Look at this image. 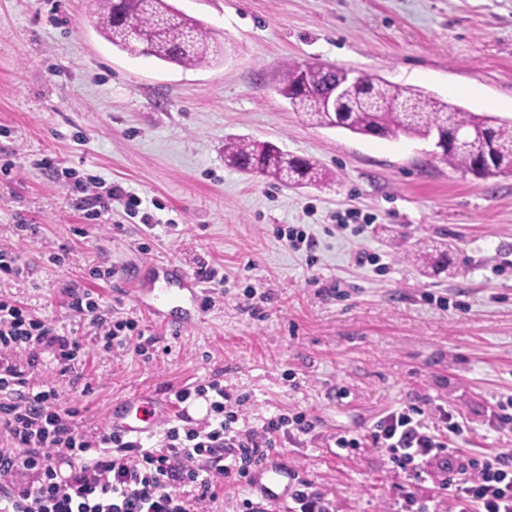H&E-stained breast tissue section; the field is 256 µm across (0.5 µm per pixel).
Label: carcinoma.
I'll list each match as a JSON object with an SVG mask.
<instances>
[{
    "label": "carcinoma",
    "mask_w": 512,
    "mask_h": 512,
    "mask_svg": "<svg viewBox=\"0 0 512 512\" xmlns=\"http://www.w3.org/2000/svg\"><path fill=\"white\" fill-rule=\"evenodd\" d=\"M95 27L112 46L134 56L154 57L184 68L207 67L223 56L211 28L168 0H99ZM350 76L316 61L293 63L277 91L313 126L338 127L359 135L428 140L470 137L464 148L443 147L440 162L487 179L512 174V120L467 112L425 90L391 84L368 73L357 75L352 98L336 112L325 109L328 88ZM224 162L246 174L284 185L329 187L335 178L316 162L283 152L271 142L245 138L224 143Z\"/></svg>",
    "instance_id": "carcinoma-1"
}]
</instances>
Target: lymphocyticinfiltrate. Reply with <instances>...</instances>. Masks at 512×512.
Returning <instances> with one entry per match:
<instances>
[{"label": "lymphocytic infiltrate", "instance_id": "lymphocytic-infiltrate-1", "mask_svg": "<svg viewBox=\"0 0 512 512\" xmlns=\"http://www.w3.org/2000/svg\"><path fill=\"white\" fill-rule=\"evenodd\" d=\"M62 299L90 317L103 348L130 343L138 355L152 354L156 337L145 336L134 319H113L88 289H64ZM46 354L64 377L81 365L86 344L1 297L0 512H211L225 480L244 481L278 445L299 444L316 428L314 417L297 410L258 427L240 425L243 397H232L214 379L176 392L182 403L208 402L204 422L177 415L154 443L122 438L105 426L87 431L76 422L78 409L62 406L57 387L34 388L26 368ZM20 355L26 365L17 364ZM426 415L414 405L387 412L372 426L374 444L411 484L426 481L425 463L437 462L446 474L449 512H512V454L456 459L449 447L464 423L442 406L430 414L434 424Z\"/></svg>", "mask_w": 512, "mask_h": 512}]
</instances>
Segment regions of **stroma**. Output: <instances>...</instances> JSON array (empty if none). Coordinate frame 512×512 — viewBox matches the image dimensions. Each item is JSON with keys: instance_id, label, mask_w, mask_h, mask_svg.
Masks as SVG:
<instances>
[{"instance_id": "obj_1", "label": "stroma", "mask_w": 512, "mask_h": 512, "mask_svg": "<svg viewBox=\"0 0 512 512\" xmlns=\"http://www.w3.org/2000/svg\"><path fill=\"white\" fill-rule=\"evenodd\" d=\"M171 2L216 32L219 63L184 68L112 47L93 25L98 0H0V167L13 168L0 175V244L27 269L0 279V297L89 337V321L61 304L76 285L158 339L149 359L91 347L77 377L40 362L35 382L56 385L86 430L134 391L208 378L246 396L252 426L307 410L314 433L285 452L335 512H396L403 480L383 449L330 450L389 410L447 405L467 423L464 452L512 449V429L489 423L512 397V176L453 171L428 141L308 125L275 90L289 62L316 59L510 120L512 0ZM232 136L273 142L337 181L289 188L237 171L224 163ZM90 175L139 195L138 214L116 204L87 223L83 193L66 182ZM350 213L370 225L338 228ZM279 226L314 234L315 262ZM426 239L448 243L447 270L408 262ZM360 250L378 264L357 265ZM172 264L224 279L201 321L179 331L131 294Z\"/></svg>"}]
</instances>
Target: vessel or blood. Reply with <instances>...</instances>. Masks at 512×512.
Instances as JSON below:
<instances>
[{
	"instance_id": "obj_1",
	"label": "vessel or blood",
	"mask_w": 512,
	"mask_h": 512,
	"mask_svg": "<svg viewBox=\"0 0 512 512\" xmlns=\"http://www.w3.org/2000/svg\"><path fill=\"white\" fill-rule=\"evenodd\" d=\"M177 287L160 285L152 289V301L146 309L153 319L176 329L201 318L208 306L206 289L186 271H178ZM179 410L173 396L138 391L110 403L105 413L112 433L127 438L155 434ZM302 472L290 465L285 454H268L248 474L246 482L260 498L283 505L302 480Z\"/></svg>"
}]
</instances>
